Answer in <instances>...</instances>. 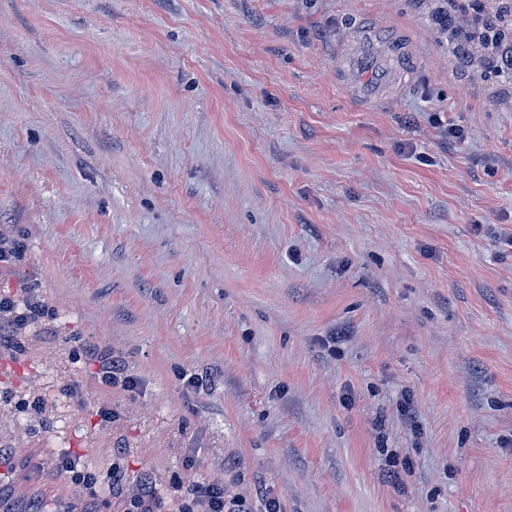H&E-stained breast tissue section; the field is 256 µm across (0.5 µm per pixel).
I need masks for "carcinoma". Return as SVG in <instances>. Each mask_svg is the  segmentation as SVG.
Segmentation results:
<instances>
[{
  "label": "carcinoma",
  "instance_id": "obj_1",
  "mask_svg": "<svg viewBox=\"0 0 512 512\" xmlns=\"http://www.w3.org/2000/svg\"><path fill=\"white\" fill-rule=\"evenodd\" d=\"M473 80L512 90V0H414Z\"/></svg>",
  "mask_w": 512,
  "mask_h": 512
}]
</instances>
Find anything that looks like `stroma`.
Here are the masks:
<instances>
[{"instance_id":"35a3bbf8","label":"stroma","mask_w":512,"mask_h":512,"mask_svg":"<svg viewBox=\"0 0 512 512\" xmlns=\"http://www.w3.org/2000/svg\"><path fill=\"white\" fill-rule=\"evenodd\" d=\"M364 27L406 56L360 58L378 107L343 84ZM0 231V293L48 311L0 349V512H124L147 476L155 512L176 479L512 512V102L412 0H0ZM25 244L9 235L0 232V262L9 265L16 261H20L25 254ZM86 354L99 363V379L108 387L120 386L124 389H134L136 380L128 373L125 361L107 348L86 349ZM58 469L62 474L72 475L76 484H82L85 489H92L96 484L95 474L81 462V458L70 454H63L58 459Z\"/></svg>"}]
</instances>
